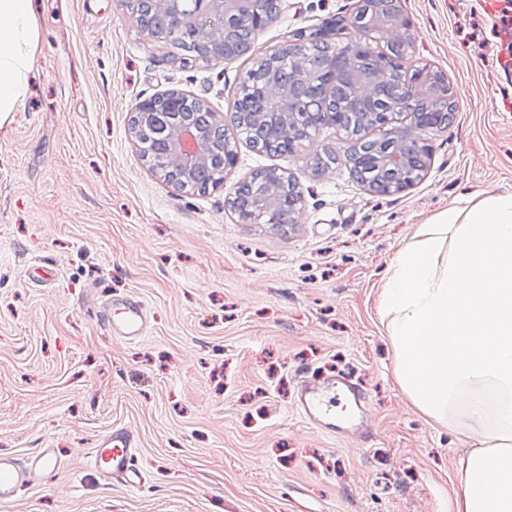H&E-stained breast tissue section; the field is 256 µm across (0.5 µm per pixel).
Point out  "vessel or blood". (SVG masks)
<instances>
[{
  "mask_svg": "<svg viewBox=\"0 0 512 512\" xmlns=\"http://www.w3.org/2000/svg\"><path fill=\"white\" fill-rule=\"evenodd\" d=\"M58 275L55 265L36 261L25 268V282H51ZM100 323L113 337L129 343L138 342L150 330L147 308L143 301L133 296L109 299L102 307ZM347 400L361 405L364 394L348 374L331 377L324 385H302L295 401L299 415L310 425L344 434L347 424L337 422L336 406ZM137 437L122 425H112L97 437L87 454V464L104 480L118 483L129 489H137L146 482V472L138 463ZM64 466L59 449L45 447L26 457L0 453V504L13 501L26 489L41 484L47 475L58 472Z\"/></svg>",
  "mask_w": 512,
  "mask_h": 512,
  "instance_id": "obj_1",
  "label": "vessel or blood"
}]
</instances>
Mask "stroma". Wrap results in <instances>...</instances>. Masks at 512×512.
<instances>
[{
	"mask_svg": "<svg viewBox=\"0 0 512 512\" xmlns=\"http://www.w3.org/2000/svg\"><path fill=\"white\" fill-rule=\"evenodd\" d=\"M38 39L24 100L0 125V453L51 446L65 466L0 512H457L462 433L423 416L394 373L381 301L418 225L466 197L512 192V0H400L406 72H442L457 102L430 133L421 181L390 196L313 158L352 143L323 129L293 156L237 142L206 193L150 169L130 126L136 103L178 91L230 122L251 65L357 0H280L252 57L182 64L123 0H33ZM278 168L303 210L283 228L227 203L252 172ZM50 257L59 277L21 273ZM147 303L152 330L107 335L100 305ZM346 372L374 424L337 438L295 408L299 380ZM138 436L148 478L130 490L86 466L111 424Z\"/></svg>",
	"mask_w": 512,
	"mask_h": 512,
	"instance_id": "35a3bbf8",
	"label": "stroma"
}]
</instances>
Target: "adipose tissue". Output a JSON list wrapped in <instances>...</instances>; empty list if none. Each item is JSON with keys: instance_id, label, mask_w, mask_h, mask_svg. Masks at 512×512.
I'll list each match as a JSON object with an SVG mask.
<instances>
[{"instance_id": "adipose-tissue-1", "label": "adipose tissue", "mask_w": 512, "mask_h": 512, "mask_svg": "<svg viewBox=\"0 0 512 512\" xmlns=\"http://www.w3.org/2000/svg\"><path fill=\"white\" fill-rule=\"evenodd\" d=\"M37 36L32 0H0V123L26 94ZM381 309L401 389L472 447L459 512H512V193L419 225Z\"/></svg>"}]
</instances>
